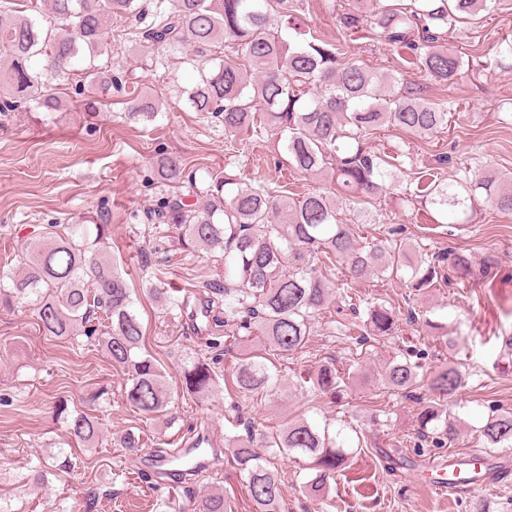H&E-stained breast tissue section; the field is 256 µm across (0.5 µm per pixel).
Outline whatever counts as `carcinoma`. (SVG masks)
I'll return each instance as SVG.
<instances>
[{"instance_id": "carcinoma-1", "label": "carcinoma", "mask_w": 512, "mask_h": 512, "mask_svg": "<svg viewBox=\"0 0 512 512\" xmlns=\"http://www.w3.org/2000/svg\"><path fill=\"white\" fill-rule=\"evenodd\" d=\"M496 0H363L341 7L336 40L314 33L298 15L295 0H0V89L12 102L33 101L54 110L60 100L50 81L60 85L85 71L101 87L112 84V20L134 25L121 37L146 48L180 52L197 66L200 80L188 93L191 108L224 127V134L270 131L276 146L299 172L326 180L329 187L300 198L273 181L244 182L237 176L208 174V186L197 189L196 176L170 156L157 159L156 176L170 188L148 220L171 224L188 247L224 256V284L190 296L155 289L159 302L186 314L196 334L242 341L252 334L270 354L245 357L224 374L215 371L218 355L197 356L181 370L180 388L207 401L226 392L263 395L279 385L275 354L296 352L312 335L316 316L331 306L364 315L362 334H347L336 322V335L363 345L398 333V315L382 302L354 303L349 281L376 277L404 281L411 296H425L442 282L468 287L477 269L494 265L462 251L444 259L426 245L387 229V236L367 238L353 226L377 224L375 203L396 196L430 206L440 224H470L483 201L512 214V174L490 165L456 167L452 178L432 179L409 193L400 188L399 165L366 147L374 131L392 127L429 139L448 126L451 106L428 98L426 87L374 70L347 56L343 43L383 40L395 49L414 52L412 65L436 83L452 84L461 74V56L448 49V35L473 24ZM100 51L106 61L82 69L79 45ZM161 112L155 97L138 93L127 118L153 122ZM352 218L342 217L343 206ZM107 225L95 232L73 224L66 234L47 227L40 239L22 251L18 268L0 272V306L25 302L35 306L43 335L66 338L95 333L112 365L131 373L123 391L126 404L145 417L165 414L171 394L163 383L158 360L144 351L142 323L132 311L131 289L107 251ZM350 376L336 363L319 366L302 380L307 392L339 404ZM457 363L444 360L423 373L420 357L407 347L385 369V385L399 395L420 385L436 396L418 416L417 435L441 449L457 435L448 414V400L463 385ZM54 415L66 422L77 445L90 447L102 435V424L86 412L65 404ZM224 432V447L238 469L253 512H281L283 479L274 459L297 454L310 470L304 483L315 497L325 494L349 457L356 452L346 426L330 429L306 419L276 427L254 417L246 435ZM487 448L512 447V412L494 411L478 429ZM184 447L205 454L207 465L183 462L176 484L195 483L218 472L222 452L203 429L187 433ZM198 512H228L222 488L204 493Z\"/></svg>"}]
</instances>
